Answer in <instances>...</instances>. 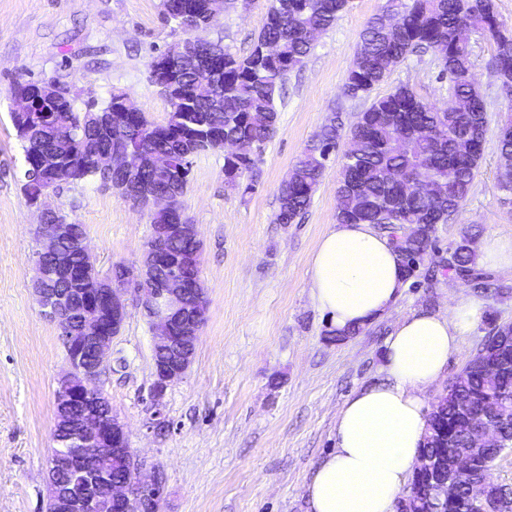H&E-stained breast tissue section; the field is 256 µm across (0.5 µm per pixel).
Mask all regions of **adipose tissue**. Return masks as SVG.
I'll return each instance as SVG.
<instances>
[{
  "mask_svg": "<svg viewBox=\"0 0 512 512\" xmlns=\"http://www.w3.org/2000/svg\"><path fill=\"white\" fill-rule=\"evenodd\" d=\"M405 286L398 252L370 224L330 225L309 263L310 297L337 331L379 318ZM482 313L479 299L462 296L450 314L415 311L397 321L385 342V380L336 415V451L305 487L308 512H395L428 430L424 393Z\"/></svg>",
  "mask_w": 512,
  "mask_h": 512,
  "instance_id": "ef3b65f1",
  "label": "adipose tissue"
}]
</instances>
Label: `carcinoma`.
Masks as SVG:
<instances>
[{
    "mask_svg": "<svg viewBox=\"0 0 512 512\" xmlns=\"http://www.w3.org/2000/svg\"><path fill=\"white\" fill-rule=\"evenodd\" d=\"M349 0H270L266 22L251 53L237 57L221 44L199 33L211 27L212 13L229 8L226 0H181L185 6L184 32L197 39L201 53L223 70L222 84L196 81L199 55L177 54L171 46L160 55L168 64L167 85L160 93L170 111L157 124L145 115L117 109L114 94L99 108L80 111L68 90L61 87L52 99L40 96L42 83L16 82L14 97H30L37 104L31 113L30 134L14 125L22 142L27 171L24 191L34 200L49 185L42 158L53 153L77 172V181L98 179L117 184L119 175L98 174L88 166L96 150L108 147L111 137L126 133L138 151L134 157L139 184L154 192L187 186L192 159L205 151L202 141L221 137L246 148L239 155L224 156V183L241 195L255 189L253 151L276 129V99L289 72L301 68L311 50L303 37L308 29L324 32L332 27ZM467 29L494 41L493 69L497 80L512 79V29L500 21L495 0H384L360 34L352 67L342 88L348 100L369 97L391 70L417 50L430 52L448 79L457 105L440 109L400 85L374 99L350 129V147L343 156L336 188V220L367 223L390 238L401 257L406 278L417 276L425 257L438 252L436 227L446 224L469 195L485 152L488 120L486 102L479 88L462 79L474 66L467 46L458 42ZM343 122L341 110L326 117L317 138L297 159L278 191L275 223L292 224L309 207L330 154L336 149ZM512 129L508 119L499 128L496 149L502 166L512 165ZM167 154L178 164L172 170L153 166L154 154ZM454 169L455 193L448 196V169ZM415 227L414 235L399 241L400 228ZM476 233L467 228L448 247L438 268L427 270L432 284L437 273L447 271L466 280L481 294L509 290L495 284L479 269L473 249ZM475 408L485 405L502 417L503 447L487 454L490 466L512 454V323L488 321L487 339L464 369L448 382L446 393L433 406L432 418L448 432V442L425 436L419 453L452 459L468 443L461 427L459 402ZM409 490L419 501L417 512H480L471 503V489L459 482L456 501L439 508L426 476L416 475Z\"/></svg>",
    "mask_w": 512,
    "mask_h": 512,
    "instance_id": "carcinoma-1",
    "label": "carcinoma"
}]
</instances>
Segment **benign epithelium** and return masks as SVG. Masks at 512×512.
<instances>
[{
    "label": "benign epithelium",
    "instance_id": "1",
    "mask_svg": "<svg viewBox=\"0 0 512 512\" xmlns=\"http://www.w3.org/2000/svg\"><path fill=\"white\" fill-rule=\"evenodd\" d=\"M125 138L108 151L91 156L101 171L121 172L134 178L129 164ZM178 192L145 195L132 190L124 201L141 209L170 210L175 223L165 227L136 265L119 263L104 275H93L92 288H46L44 280L52 276L69 282L77 276L73 254H89L86 236L72 224L51 220L52 210L41 211L33 234L37 243L33 263V291L44 314L57 323L67 350L68 368L55 391L54 440L67 451L53 457L49 469L48 512H95L100 493H105L112 512H159L163 488L157 479H141V464L130 451L124 425L112 413V404L96 387L101 367L110 354L112 338L127 317L126 294L129 286L141 296L145 317L154 331V347L162 357L154 360L155 393L181 381L193 359L196 341L204 322L207 302L199 282L178 273L161 286H147L156 267L193 268L189 255L168 250L166 235L183 238L194 251L198 238L194 225L183 223L179 216ZM460 414L470 430L471 441L460 448L453 464L472 488L479 490L486 477L488 448L499 446L495 416L472 417L463 403ZM116 455L132 461L126 477L112 479L107 463ZM66 471L71 479L57 481L55 474Z\"/></svg>",
    "mask_w": 512,
    "mask_h": 512
}]
</instances>
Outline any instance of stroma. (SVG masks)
Masks as SVG:
<instances>
[{"label": "stroma", "mask_w": 512, "mask_h": 512, "mask_svg": "<svg viewBox=\"0 0 512 512\" xmlns=\"http://www.w3.org/2000/svg\"><path fill=\"white\" fill-rule=\"evenodd\" d=\"M383 0H350L335 26L315 40L302 70L289 73L277 101L278 122L262 146L257 186L240 196L224 184V153L194 158L181 199L202 243L205 322L183 378L155 397L153 330L135 293L112 341V361L96 384L124 423L143 478L163 482L161 512H306L304 486L336 449V414L362 387L385 378L384 347L393 325L413 311L447 313L466 281L439 276L434 287L408 280L393 309L342 342L309 296L308 265L320 237L336 221V183L349 147L340 136L305 213L278 224V190L296 158L342 107L352 126L366 101L342 87L359 35ZM268 0L226 10L206 39L232 54L250 53ZM185 32L163 16L162 0H0V512H44L55 443V390L66 368L58 325L44 317L31 289L38 210L23 192L25 156L10 114L14 82L54 81L78 109L114 93L150 121L169 105L150 80V65ZM474 73L488 115L483 159L459 212L438 225L440 249L469 225L481 240L512 236V205L497 188L499 126L512 112L492 72L495 47L473 37ZM432 54L416 53L375 89L381 97L402 84L426 101L448 102ZM48 207L86 227L100 272L137 264L151 233L148 210L133 207L94 179L49 193ZM484 319L463 336L448 361L456 376L486 337L488 319L512 322V291L482 298Z\"/></svg>", "instance_id": "35a3bbf8"}]
</instances>
